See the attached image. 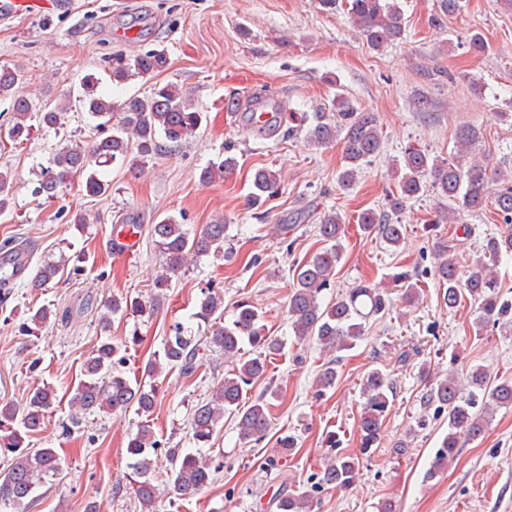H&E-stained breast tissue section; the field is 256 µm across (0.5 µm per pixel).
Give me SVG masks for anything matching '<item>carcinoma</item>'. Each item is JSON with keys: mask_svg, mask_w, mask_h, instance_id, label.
Masks as SVG:
<instances>
[{"mask_svg": "<svg viewBox=\"0 0 512 512\" xmlns=\"http://www.w3.org/2000/svg\"><path fill=\"white\" fill-rule=\"evenodd\" d=\"M434 22L461 12L462 0H436ZM327 11L343 10L360 29L367 44L381 51L403 39L405 28L398 0H319ZM169 65L165 49L152 48L133 55L112 57L111 78L123 84L133 77L147 79ZM24 79L19 68L0 67V99H11L12 122L0 129V137L21 142L29 136L32 103L12 97L14 86ZM84 96L92 116L101 119L100 135L91 150L80 145L60 149L47 165L41 168L38 192L48 199L57 197L71 182L82 183L86 195L99 197L109 189L101 169L110 165H142L158 155L162 147L177 148L195 136L203 121V112L174 84H156L150 94L131 95L118 104L96 94L94 77L82 81ZM330 121H319L308 128V139L316 146H327L342 140L344 165L338 183L344 189L356 182L359 170L372 162L382 148V139L374 113L354 107L349 100L337 96L332 99ZM480 129L463 126L456 133L457 154L446 160L438 159L416 148L404 152L403 175L396 191L387 196L386 209H366L359 214L360 230L375 235L390 247L404 241L406 226L393 220L407 204L432 188L438 201L446 203L433 223L439 224L455 211H476L491 203L502 215L505 228L485 238L477 259L463 272L448 246L440 245V261L434 275L443 289L445 306L454 308L468 295L478 305L480 315L475 322L480 334L489 324L512 323V300L503 298L498 290V270L504 258L512 257V176L489 169V164L468 161L472 147L478 142ZM238 166L236 156L228 153L224 160L204 167L203 181L229 177ZM15 174L0 168V210L9 204ZM253 191L249 204L256 210L281 192V175L269 166L255 168L252 174ZM227 224H206L198 232H191L172 216L151 226L155 246L165 274L156 282L163 291L170 278L185 266L188 256L214 254L226 257L224 241ZM317 233L325 243L319 252L296 264L293 287L288 294V318L297 340L314 339L329 352L351 350L363 339L367 320L390 310L392 298L384 289L359 283L344 293L324 302L323 291L331 287L336 264L343 252L346 236L343 220L334 212L323 216ZM59 267L52 263L40 265L33 286L41 288L54 280ZM394 281L401 288L400 300L407 306L415 304L419 287L408 273H400ZM100 315L101 328L107 329L112 317L151 315L154 306L128 295L112 297L104 304ZM56 312L46 306L29 311L22 329L30 333L50 322ZM192 318L210 325L209 343L224 353V358L238 362L232 372L224 376V383L209 402L198 405L192 414V440L196 449L169 448L166 484L178 495L194 494L204 490L214 480L211 465L201 453L217 429L223 427L224 414L236 417L239 440L248 444L264 438L270 428V402L261 395L252 404H242L243 393L257 379L267 374L270 360L281 355L285 348L282 339L270 336L261 324L262 316L248 301L236 305L232 318L224 320V301L210 292L199 302ZM121 346L106 339L86 357L82 378L73 387L70 405L85 413L125 412L135 408L145 418L135 434L129 437L126 452L134 482L133 490L143 512H155L159 498L154 472L157 467V448L150 425V415L156 406V385L146 387L132 383L116 365ZM200 351V339L181 323L173 328V335L163 344V358L146 363L144 374L155 378L166 367H180L183 374L195 372ZM338 373L331 361L321 369L316 381L320 391L335 387ZM360 389L365 401L360 415L361 452L367 454L377 443L381 425L391 406L393 382L389 375L376 368L361 379ZM56 404L53 387L43 385L30 391L23 406L5 404L0 407V448L14 454L9 468L0 473V506L14 512H24L35 499L42 480L59 473L62 463L53 448H28L25 439L35 435L45 423ZM423 406L434 407L436 415L448 420L445 433L435 452L427 476L435 477L447 464L459 456L461 441L483 436L490 424L494 409L512 407V380H496L488 370L478 366L470 369L465 381L454 374L430 384L423 396ZM357 459L336 453L323 462L317 473L315 487L297 493L285 491L275 497L276 512H315L316 490L329 486L346 489L359 477Z\"/></svg>", "mask_w": 512, "mask_h": 512, "instance_id": "obj_1", "label": "carcinoma"}]
</instances>
